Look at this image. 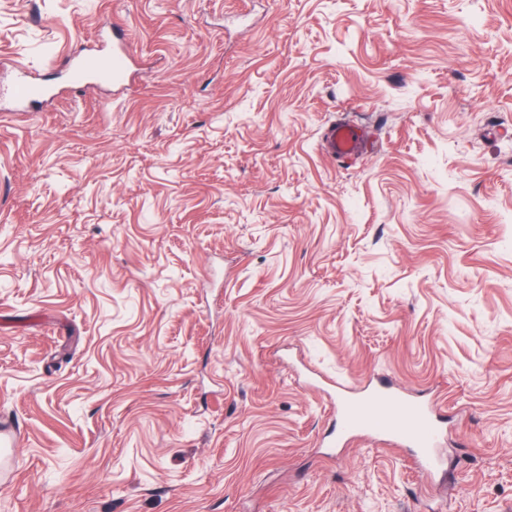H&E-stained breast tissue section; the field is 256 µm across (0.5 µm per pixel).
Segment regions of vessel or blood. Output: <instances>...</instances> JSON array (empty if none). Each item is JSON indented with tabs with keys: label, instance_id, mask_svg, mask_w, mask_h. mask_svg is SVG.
Here are the masks:
<instances>
[{
	"label": "vessel or blood",
	"instance_id": "vessel-or-blood-1",
	"mask_svg": "<svg viewBox=\"0 0 512 512\" xmlns=\"http://www.w3.org/2000/svg\"><path fill=\"white\" fill-rule=\"evenodd\" d=\"M133 62L126 34L116 29L107 53L90 51L65 60L66 81L87 89L99 82L123 88L129 82ZM50 94L49 87L29 74L20 77L11 89L14 100L22 105L41 101ZM364 146L365 132L355 123L338 122L328 133V151L335 157L353 158ZM332 399L341 413L337 442L357 434L377 433L394 445L411 448L422 473L437 469L443 430L435 409L427 402L411 398L383 380L361 390L338 389Z\"/></svg>",
	"mask_w": 512,
	"mask_h": 512
}]
</instances>
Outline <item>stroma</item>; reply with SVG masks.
Listing matches in <instances>:
<instances>
[{
    "label": "stroma",
    "mask_w": 512,
    "mask_h": 512,
    "mask_svg": "<svg viewBox=\"0 0 512 512\" xmlns=\"http://www.w3.org/2000/svg\"><path fill=\"white\" fill-rule=\"evenodd\" d=\"M116 24L126 89L65 85ZM20 70L0 512H512V0H0ZM377 375L446 410L432 478L326 448L321 377ZM11 95L17 103L26 105L51 96V90L39 78L25 74L12 86ZM364 146L365 132L355 123L340 121L329 130L327 147L334 157L351 159L357 156Z\"/></svg>",
    "instance_id": "obj_1"
}]
</instances>
